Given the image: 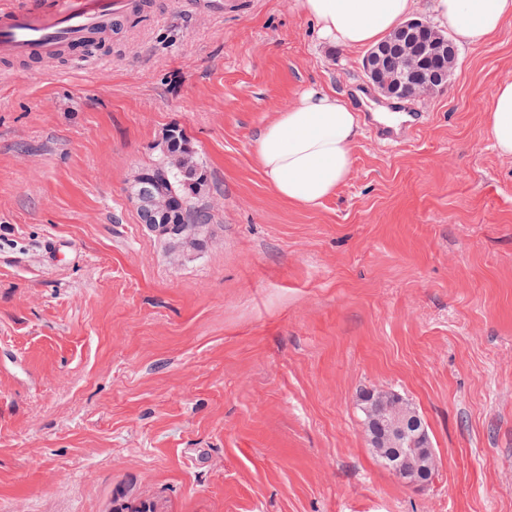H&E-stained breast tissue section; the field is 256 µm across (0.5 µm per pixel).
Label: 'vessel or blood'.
<instances>
[{"label":"vessel or blood","instance_id":"1","mask_svg":"<svg viewBox=\"0 0 512 512\" xmlns=\"http://www.w3.org/2000/svg\"><path fill=\"white\" fill-rule=\"evenodd\" d=\"M195 12L243 9L246 0H185ZM138 0H5L0 5V59L20 62L58 53L91 63V43L113 23L136 16Z\"/></svg>","mask_w":512,"mask_h":512}]
</instances>
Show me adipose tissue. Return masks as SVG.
Listing matches in <instances>:
<instances>
[{
	"label": "adipose tissue",
	"instance_id": "obj_1",
	"mask_svg": "<svg viewBox=\"0 0 512 512\" xmlns=\"http://www.w3.org/2000/svg\"><path fill=\"white\" fill-rule=\"evenodd\" d=\"M414 0H295L321 40L361 49L381 41L412 12ZM439 21L466 41H486L512 18V0H433ZM360 120L335 91L312 87L257 133L256 158L282 199L315 206L332 196L352 170L351 147ZM489 135L499 155L512 157V81L490 105Z\"/></svg>",
	"mask_w": 512,
	"mask_h": 512
}]
</instances>
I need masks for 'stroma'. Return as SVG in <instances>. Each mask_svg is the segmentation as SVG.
<instances>
[{"instance_id": "stroma-1", "label": "stroma", "mask_w": 512, "mask_h": 512, "mask_svg": "<svg viewBox=\"0 0 512 512\" xmlns=\"http://www.w3.org/2000/svg\"><path fill=\"white\" fill-rule=\"evenodd\" d=\"M149 2L95 63L0 80V512H512V157L487 136L512 20L457 40L414 139L361 122L305 207L254 137L315 84L387 108L355 102L364 50L294 0ZM174 127L208 175L192 249L127 194ZM370 389L420 412L427 484L373 454ZM184 3L194 9V14L205 12H222L224 9L241 10L248 2L246 0L226 1L222 0H185Z\"/></svg>"}]
</instances>
